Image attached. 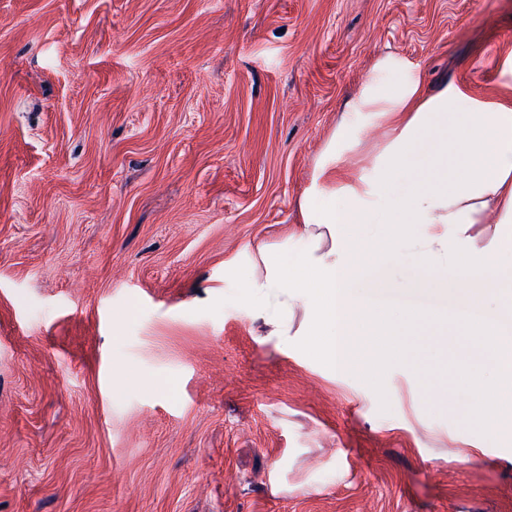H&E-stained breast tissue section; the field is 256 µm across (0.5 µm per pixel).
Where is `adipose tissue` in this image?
<instances>
[{
    "instance_id": "adipose-tissue-1",
    "label": "adipose tissue",
    "mask_w": 512,
    "mask_h": 512,
    "mask_svg": "<svg viewBox=\"0 0 512 512\" xmlns=\"http://www.w3.org/2000/svg\"><path fill=\"white\" fill-rule=\"evenodd\" d=\"M500 77L506 92L495 97L454 82L427 96L415 74L388 88L370 82L345 112L300 204L292 250L262 255L264 271L250 277L249 297L276 288L283 307L303 302L311 342L332 369L380 373L368 340L387 335L388 310L354 304L348 285L391 259L413 229L423 231L420 267L429 284L469 289L473 307L485 296L471 285L497 280L503 257L512 258V50L500 59ZM376 120L388 126L385 145L369 173L347 176L348 152ZM426 138L435 143L426 172L392 195L405 157ZM375 220L382 226L376 236L351 230ZM456 322L497 364L493 381L467 380L474 412L494 436L512 442V342L482 321Z\"/></svg>"
}]
</instances>
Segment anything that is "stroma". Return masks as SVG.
I'll return each mask as SVG.
<instances>
[{"instance_id": "obj_1", "label": "stroma", "mask_w": 512, "mask_h": 512, "mask_svg": "<svg viewBox=\"0 0 512 512\" xmlns=\"http://www.w3.org/2000/svg\"><path fill=\"white\" fill-rule=\"evenodd\" d=\"M512 0H0V512H512L496 375L416 241L350 286L380 380L247 303L369 75L495 89ZM405 319L412 326H439L447 321L446 316L434 308H414L406 312Z\"/></svg>"}]
</instances>
